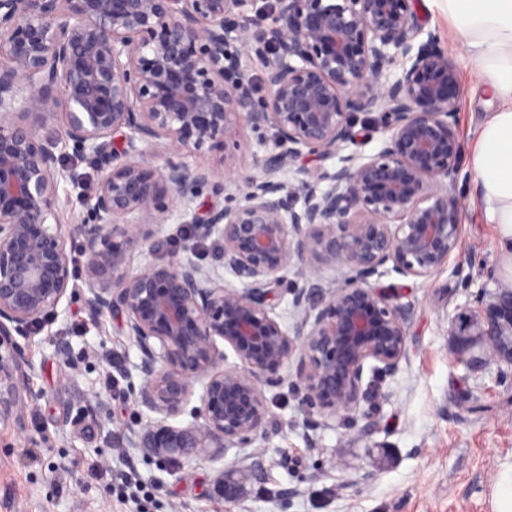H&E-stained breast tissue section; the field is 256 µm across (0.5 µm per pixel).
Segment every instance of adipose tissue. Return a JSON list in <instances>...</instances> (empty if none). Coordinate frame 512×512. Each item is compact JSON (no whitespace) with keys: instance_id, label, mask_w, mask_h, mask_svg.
I'll return each mask as SVG.
<instances>
[{"instance_id":"adipose-tissue-1","label":"adipose tissue","mask_w":512,"mask_h":512,"mask_svg":"<svg viewBox=\"0 0 512 512\" xmlns=\"http://www.w3.org/2000/svg\"><path fill=\"white\" fill-rule=\"evenodd\" d=\"M445 2L478 86L493 103L478 130L470 169L496 226L502 265L512 283V0Z\"/></svg>"}]
</instances>
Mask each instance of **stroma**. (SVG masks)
Here are the masks:
<instances>
[{"instance_id":"obj_1","label":"stroma","mask_w":512,"mask_h":512,"mask_svg":"<svg viewBox=\"0 0 512 512\" xmlns=\"http://www.w3.org/2000/svg\"><path fill=\"white\" fill-rule=\"evenodd\" d=\"M421 11L459 68L455 125L468 158L484 116L474 97L477 78L446 8L423 0ZM272 148V131L244 129L234 152L238 167L262 177L257 161ZM456 191L467 207L447 265L427 280L394 273L375 279L414 307L409 359L383 385L388 398L379 408L378 433L358 435L350 419L307 425L303 391L286 378L266 392L279 427L257 444L265 470L260 479L242 478L241 500L224 502L213 480L247 449L212 452L179 470L145 449L119 447V431L140 432L158 419L133 401L141 383L139 352L120 319L90 320L79 299L65 300L49 325L0 345V353L16 357L12 375L24 404L21 412L0 417V512H129L113 488L131 467L154 493L150 512H494V493L512 463V367L467 369L449 346L444 316L459 305L478 306L506 283L496 227L470 168L462 169ZM132 256L137 265L178 256L223 266L217 240L196 243L179 209L156 231L153 247ZM63 343L69 348L64 355ZM66 357L73 369L65 382ZM116 364L124 375L117 388L105 390ZM92 463L98 475L88 473ZM372 470L376 479L366 480Z\"/></svg>"}]
</instances>
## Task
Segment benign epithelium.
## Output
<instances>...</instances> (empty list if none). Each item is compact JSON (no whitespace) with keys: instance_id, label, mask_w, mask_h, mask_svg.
Here are the masks:
<instances>
[{"instance_id":"7a95c632","label":"benign epithelium","mask_w":512,"mask_h":512,"mask_svg":"<svg viewBox=\"0 0 512 512\" xmlns=\"http://www.w3.org/2000/svg\"><path fill=\"white\" fill-rule=\"evenodd\" d=\"M253 2L0 0V337L44 327L82 278L89 316L120 317L140 352L135 404L163 416L120 446L177 465L195 448L266 439L265 389L293 363L307 410H360V431L375 433L382 383L409 356L413 306L371 278L431 277L462 232L459 69L420 0H273L251 16ZM243 55L261 63L262 97ZM360 113L382 146L342 156L361 141ZM50 115L53 141L38 128ZM245 126L272 130L274 148L258 160L265 177L242 178L226 197L224 174L188 158L239 145ZM67 154L88 161L96 181L63 230L50 223L58 177L86 182L62 164ZM336 155L332 171L295 167ZM292 166L294 180L276 179ZM177 205L196 238L217 235L239 286L176 256L132 266L133 247L153 242L152 227ZM283 294L290 327L275 312ZM446 322L466 367L512 366L511 292L477 310L459 305ZM220 342L238 362L227 363ZM0 374L9 381L0 416L22 411L1 358ZM197 385V422L166 423ZM216 491L227 502L240 495L224 473Z\"/></svg>"}]
</instances>
